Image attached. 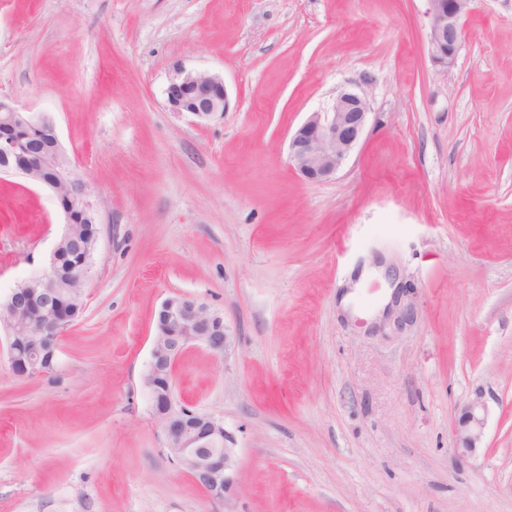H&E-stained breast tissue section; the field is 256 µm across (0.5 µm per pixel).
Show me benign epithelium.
Listing matches in <instances>:
<instances>
[{"mask_svg":"<svg viewBox=\"0 0 512 512\" xmlns=\"http://www.w3.org/2000/svg\"><path fill=\"white\" fill-rule=\"evenodd\" d=\"M429 29L427 50L432 63L448 71L454 67L461 46L464 17L474 0H427ZM170 111L190 114L204 123L223 114L229 104L224 78L218 74L179 68L166 89ZM370 115L364 90L346 89L336 95L326 110L309 114L290 138L288 156L296 172L309 181L331 178L359 142ZM38 128L44 144L29 145L18 132L27 126ZM65 154L54 118L43 113L32 116L14 104L0 100V173L23 176L58 195V187L68 188L69 196L83 212L101 217V201L73 167L61 168L50 179H40L41 170ZM92 248L83 267L70 278L82 286L91 280ZM58 249H53L48 269L40 275L17 282L0 302V327L9 339V363L20 378H33L53 370L59 349V336L74 318L85 310L86 293L72 299V315L65 322L57 317L53 289L57 276ZM37 311L36 321L29 313ZM149 369L143 385L152 399V408L170 459L214 502L230 501L236 488L234 449L227 445L224 425L214 418L178 405L169 391L174 365L191 345L198 344L216 354L230 345L224 316L186 296L165 299L158 311ZM488 407L477 393L460 409L454 426L455 451L471 455L482 442Z\"/></svg>","mask_w":512,"mask_h":512,"instance_id":"7a95c632","label":"benign epithelium"}]
</instances>
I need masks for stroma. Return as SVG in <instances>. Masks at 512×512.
I'll return each instance as SVG.
<instances>
[{
  "mask_svg": "<svg viewBox=\"0 0 512 512\" xmlns=\"http://www.w3.org/2000/svg\"><path fill=\"white\" fill-rule=\"evenodd\" d=\"M427 7L0 0V98L52 113L104 204L55 370L15 376L0 331V512H512V0H475L447 72ZM179 67L223 75V116L167 109ZM356 87L362 138L304 180L290 137ZM63 230L49 192L0 176V300ZM174 295L230 329L173 378L234 442L226 505L171 462L142 386ZM488 416V407L481 393H476L460 409L454 426L455 451L458 455H471L480 448Z\"/></svg>",
  "mask_w": 512,
  "mask_h": 512,
  "instance_id": "stroma-1",
  "label": "stroma"
}]
</instances>
